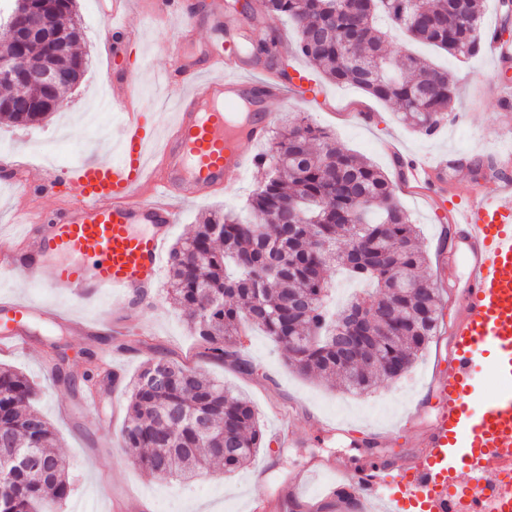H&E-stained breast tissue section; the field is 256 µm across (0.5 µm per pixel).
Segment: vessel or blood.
Returning a JSON list of instances; mask_svg holds the SVG:
<instances>
[{"label":"vessel or blood","mask_w":512,"mask_h":512,"mask_svg":"<svg viewBox=\"0 0 512 512\" xmlns=\"http://www.w3.org/2000/svg\"><path fill=\"white\" fill-rule=\"evenodd\" d=\"M212 37L200 53L179 54V68L223 77L184 84L166 74L175 100L174 127L160 160L148 163L153 134L134 106L129 82L112 83V107L122 111L120 157L79 160L66 170L76 201L54 223L31 236L26 258L0 241V273L40 284L82 301L112 297L138 307L159 286L162 255L177 201L231 186L254 162L245 144L266 140L274 115L247 113L233 123L239 103L279 98L286 86L274 77L249 82L238 56L226 52L224 30L233 21L223 0H209ZM449 155L410 161L404 183L448 213L468 264V286L448 319V349L423 405L407 416L415 454L386 458L348 473L343 485L306 495L292 481L283 504L333 502L336 512H512V176L485 185L470 182L466 201L448 207L443 183ZM39 308L16 299L0 304V324L10 341L25 345ZM499 389L473 408L479 364Z\"/></svg>","instance_id":"1"}]
</instances>
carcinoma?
Masks as SVG:
<instances>
[{"instance_id": "1", "label": "carcinoma", "mask_w": 512, "mask_h": 512, "mask_svg": "<svg viewBox=\"0 0 512 512\" xmlns=\"http://www.w3.org/2000/svg\"><path fill=\"white\" fill-rule=\"evenodd\" d=\"M3 2L0 18L28 9L25 0ZM75 2L56 0L47 20L80 40ZM262 9L295 25V52L311 68L395 105L400 121L425 134L435 132L452 110L456 84L433 63L389 50L387 34L375 26L376 14L388 15L411 41L450 57L473 58L481 51L480 0H262ZM249 49L290 78L289 64L278 59L276 37ZM0 55L25 70L40 64L44 49L0 44ZM22 94L21 87L0 82V121L35 124L46 117L10 108ZM268 144L248 198L252 220L214 211L190 238L177 242L168 261L170 300L209 358L256 373L236 338L244 326H257L300 373L336 378L350 392H367L389 379L392 365L409 370L444 325L442 294L428 274L415 224L395 202L390 178L308 117L284 120ZM338 268L370 283L373 291L334 311L329 300ZM338 331L355 337L369 364L343 361L333 339ZM50 360L57 382L76 379L90 389L101 376L94 353L78 378L61 346L53 345ZM125 390L122 442L138 452L136 464L153 477L189 482L211 470L232 472L262 447L259 415L250 400L165 356L147 360ZM38 392L23 372L0 366V436L48 463L45 472L32 473L0 456V512H61L72 492L69 465L52 451L53 427L33 407ZM201 418L204 429L197 425Z\"/></svg>"}]
</instances>
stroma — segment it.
<instances>
[{
  "label": "stroma",
  "mask_w": 512,
  "mask_h": 512,
  "mask_svg": "<svg viewBox=\"0 0 512 512\" xmlns=\"http://www.w3.org/2000/svg\"><path fill=\"white\" fill-rule=\"evenodd\" d=\"M204 2L181 0L178 11L152 16L133 8L113 26L103 13V0H77L84 32L80 50L87 61L84 79L66 91L64 108L40 123L0 125V148L14 151L13 169L0 167V238L13 241L17 254H25L27 249L17 228V208H24L34 218L52 217L72 200L68 181L44 183L43 171L66 168L75 158L105 157L108 141L117 140L121 113L104 112L103 128L98 132L86 124L87 113L97 109L113 75L130 80L152 128L160 130L167 124L173 104L162 75L175 67L172 44L179 36H187L196 45L210 38ZM415 52L448 69L457 83L453 110L435 135L416 132L397 120L391 105L355 86L324 81L315 71L310 77L322 85V94L309 92L300 98L289 93L267 103L266 109L278 115L307 113L317 125L334 133L344 149L365 156L394 180L399 177L396 158L400 155L431 159L447 153L469 161L494 156L503 144L512 142V103L504 101L502 66L493 61L489 51L464 62L428 46L415 47ZM256 176V170H249L237 185L183 204L171 241L188 237L199 217L211 210L244 213ZM395 199L418 227V245L428 258L429 273L438 275L444 217L435 215L420 197L400 191ZM0 294L24 298L49 310L63 308L80 319L89 313L79 300L7 275L0 277ZM100 306L109 310L110 317L89 333L78 334L68 325L49 322L32 330L26 348L0 344V364L26 373L47 388L34 406L52 424L57 452L65 457L75 479L64 512H247L255 479L263 480L267 500L275 505L288 482L315 467L333 462L355 470L369 461L371 453L407 452L406 442L395 428L430 383L437 348L449 340L447 333H440L401 378L355 395L298 374L287 364L282 348L256 330L241 352L258 366V374L240 373L199 354L198 340L189 332L183 312L170 303L166 287H159L144 305L133 310L112 298L102 299ZM140 328L150 332L144 346L130 341ZM56 340L63 342L76 371L84 367L85 352L111 348L108 362L125 382L156 354L189 362L252 401L266 437L263 448L250 464L232 474L212 471L189 483L148 477L121 444L126 394L107 390L92 401L81 387L50 384L49 355ZM282 422L305 433L303 445L279 448L272 443L270 436ZM369 432L378 436L372 449L362 442L363 434Z\"/></svg>",
  "instance_id": "1"
}]
</instances>
